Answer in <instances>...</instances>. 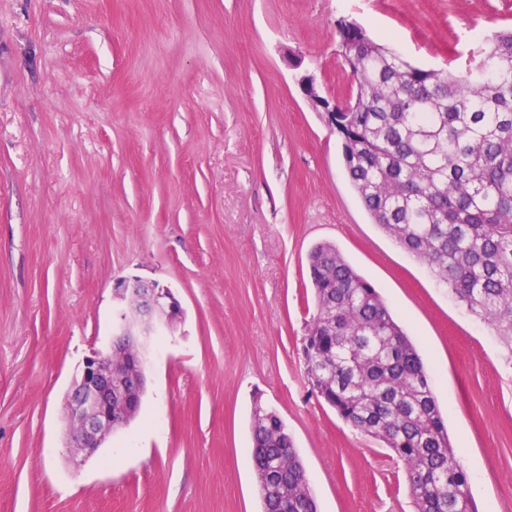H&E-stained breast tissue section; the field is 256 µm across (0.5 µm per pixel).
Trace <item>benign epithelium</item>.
Instances as JSON below:
<instances>
[{
  "mask_svg": "<svg viewBox=\"0 0 512 512\" xmlns=\"http://www.w3.org/2000/svg\"><path fill=\"white\" fill-rule=\"evenodd\" d=\"M307 99L328 125H336V97L309 94ZM114 291L121 303L115 311L116 339L129 347L144 351L160 325L181 319L180 301L155 281L132 276L118 280ZM122 381L110 352L87 357L74 377L65 401L72 464L80 465L102 447L137 405V398L125 392Z\"/></svg>",
  "mask_w": 512,
  "mask_h": 512,
  "instance_id": "1",
  "label": "benign epithelium"
}]
</instances>
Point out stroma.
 <instances>
[{
    "label": "stroma",
    "mask_w": 512,
    "mask_h": 512,
    "mask_svg": "<svg viewBox=\"0 0 512 512\" xmlns=\"http://www.w3.org/2000/svg\"><path fill=\"white\" fill-rule=\"evenodd\" d=\"M342 18L462 69L512 0H0V512H261L257 396L318 512H413L402 463L311 394L322 242L420 352L479 512L512 504V355L373 223L298 85L349 96ZM131 276L183 316L147 348L138 415L76 469L66 395Z\"/></svg>",
    "instance_id": "35a3bbf8"
}]
</instances>
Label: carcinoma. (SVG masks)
Instances as JSON below:
<instances>
[{"instance_id": "obj_1", "label": "carcinoma", "mask_w": 512, "mask_h": 512, "mask_svg": "<svg viewBox=\"0 0 512 512\" xmlns=\"http://www.w3.org/2000/svg\"><path fill=\"white\" fill-rule=\"evenodd\" d=\"M337 36L356 99L335 131L364 209L512 352V28L457 74L413 66L356 25ZM308 266L311 393L402 462L415 512H477L430 375L385 300L331 243ZM251 430L263 512H317L286 424L259 397Z\"/></svg>"}]
</instances>
